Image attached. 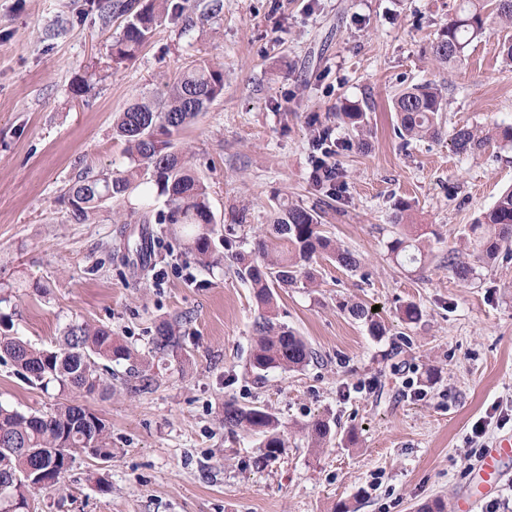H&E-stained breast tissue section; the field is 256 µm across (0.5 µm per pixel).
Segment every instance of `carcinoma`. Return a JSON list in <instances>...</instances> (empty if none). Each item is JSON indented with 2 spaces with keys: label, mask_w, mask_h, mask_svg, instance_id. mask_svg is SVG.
I'll return each instance as SVG.
<instances>
[{
  "label": "carcinoma",
  "mask_w": 512,
  "mask_h": 512,
  "mask_svg": "<svg viewBox=\"0 0 512 512\" xmlns=\"http://www.w3.org/2000/svg\"><path fill=\"white\" fill-rule=\"evenodd\" d=\"M125 15L121 36L112 44V60L119 63L135 56L150 38L163 18L169 14V0H149L138 4L127 0L116 5ZM512 24V0H494L492 11H486L484 0H461L454 16L431 45L433 59L440 64L461 60L466 46L477 36ZM224 90V71L212 64L184 71L167 89L151 93L129 104L115 122L116 137L124 143L129 166L98 173L87 172L69 188L67 200L73 216L81 220L107 200L124 201L141 194L149 185L156 186L165 197V209L151 215L141 214L139 223L173 224L188 239L187 253L208 267L220 262L213 255V236L218 233L209 202L207 185L187 164L185 156L172 150L169 137L185 130ZM397 115L395 136L406 148L413 140L436 138L442 134L439 119L443 111L437 88L429 82L414 84L400 92L394 100ZM336 120L356 133V146L362 147L367 136V113L349 106L336 113ZM493 139L487 133L478 135L462 126L452 134L456 153L475 155ZM388 252L410 263L422 262L424 251L418 240L404 233L387 243ZM465 249L476 260L490 264L500 254H512V189L503 192L494 205L465 232ZM326 256L343 267L354 268L353 255L332 244L324 235L320 215L300 205H279L271 223L264 228L263 238L254 248V257L246 259L238 252L237 274L254 291L259 315L254 324L256 339L250 354L252 373L262 378L271 370H295L308 364L314 352L288 325L277 319L274 310L277 288H290L315 279L317 258ZM448 269L460 281L474 272L459 252L448 251ZM349 314L368 325L374 336L384 335L381 323L372 319L370 310L361 305L348 307ZM184 337L176 334L168 323L160 324L151 344L164 356L177 358L184 350ZM134 361L133 351L112 336V330L101 325L72 321L62 332L54 350L36 348L16 336H0V362L9 363L15 374L32 387L48 388L56 384L71 399L41 412H24L0 403V432L9 442L0 443V457H9L10 468L0 471V486L7 485L0 496V509L9 512V499L32 500L34 474L49 470L55 481L67 474L58 462L57 449L85 448V438L95 447L106 449L105 461L112 460V434L104 419L76 403V398L112 394L114 376L108 363ZM222 424L230 433L252 430L262 434L260 461L269 463L282 455L287 441L279 430V420L257 405L224 404ZM308 435L321 443L331 434L330 420L317 418L307 425Z\"/></svg>",
  "instance_id": "obj_1"
}]
</instances>
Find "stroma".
I'll use <instances>...</instances> for the list:
<instances>
[{
	"mask_svg": "<svg viewBox=\"0 0 512 512\" xmlns=\"http://www.w3.org/2000/svg\"><path fill=\"white\" fill-rule=\"evenodd\" d=\"M114 2L0 0V335L51 348L77 320L147 355L166 320L186 346L154 362L146 390L127 385L129 362L115 365L112 397L85 401L110 427L111 460L78 456L57 486L35 492L37 512H420L466 491L486 512L467 450L512 434V257L465 283L443 259L512 188V145L465 156L451 144L462 126L512 125L502 32L474 40L450 70L430 46L458 0H221L217 13L195 0L117 64ZM197 59L223 65L224 91L173 146L207 185L219 228L238 245L277 205L299 204L358 261L319 259L313 286L279 290L281 322L315 353L297 371L250 372L257 306L230 259L199 267L172 225L140 223L136 198L71 216L65 192L79 175L129 163L112 138L115 113ZM422 81L442 88L443 133L404 149L393 99ZM349 104L369 116L362 151L334 119ZM318 125L346 145L334 203L310 178ZM400 200L414 206L424 265L388 253ZM346 302L374 308L385 334L371 335ZM410 302L422 313L414 323L402 318ZM62 400L0 363V402L45 411ZM227 401L278 417L279 459L259 465L260 435L224 429ZM323 414L333 436L316 448L306 426Z\"/></svg>",
	"mask_w": 512,
	"mask_h": 512,
	"instance_id": "35a3bbf8",
	"label": "stroma"
}]
</instances>
